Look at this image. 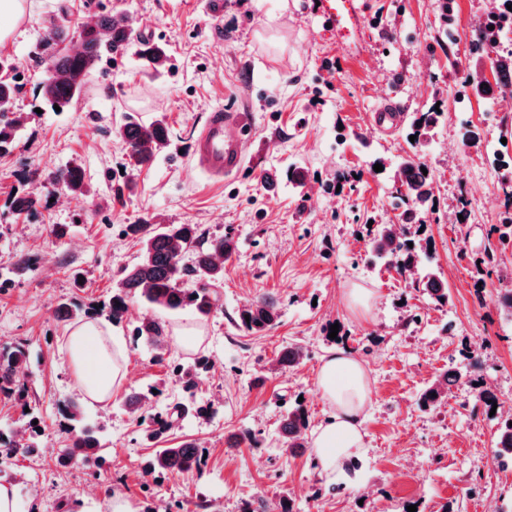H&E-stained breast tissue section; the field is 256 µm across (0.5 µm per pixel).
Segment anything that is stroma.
<instances>
[{
    "mask_svg": "<svg viewBox=\"0 0 512 512\" xmlns=\"http://www.w3.org/2000/svg\"><path fill=\"white\" fill-rule=\"evenodd\" d=\"M313 0H30L19 36L0 45L14 63L15 107L29 119L15 148L0 156V349L29 346L20 377L28 398L0 394V431L9 432L31 407L43 448L0 465L19 512H111L113 495L135 512H271L291 500L293 512H512V469L493 463L499 415L470 385L422 409L423 391L448 367L493 387L512 404V309L500 297L512 289V246L497 227L507 209L503 169L486 151L512 159V112L498 113L466 84L476 56L475 30L487 0H453L444 33L438 0H365L366 10L341 33L329 31ZM127 14L138 38L162 45L168 67L146 68L135 48L103 58L81 95L61 111L43 103L46 70L38 45L55 25L68 28L71 49L101 13ZM385 103L399 106L389 132L370 117ZM441 105L445 117L420 151L433 174L432 200L419 218L432 264L448 301L434 303L394 267L367 258V220L396 224L393 164L412 154L410 121ZM241 116L248 140L241 171L210 177L192 159L195 137L215 107ZM165 116L169 146L153 165L127 169L118 133L124 113ZM83 170L89 193L74 197L53 183L66 167ZM296 165L305 187L288 184ZM483 180L492 207L471 194ZM37 194L35 211L17 214L16 196ZM128 224H198L207 236H231L224 263L221 309L165 312L136 298L117 326L126 341L127 379L106 405H84L100 426L102 463L59 460L67 444L60 402L79 394L62 347L68 322L59 304L108 319L119 273L138 260ZM65 227L57 238V227ZM494 249L496 270L476 288L478 263ZM29 270H15L18 261ZM373 295L372 317L347 305L350 289ZM267 298L280 318L252 334L236 324L238 309ZM166 327L201 328V343L168 342L165 356L133 334L143 319ZM301 345L295 366H277L279 352ZM348 347L365 364L371 402L367 448L358 480L329 482L312 446L287 448L279 434L286 409L303 405L310 428L330 411L317 385L323 357ZM209 356L214 367L186 393L173 362ZM156 389L144 414L178 402L205 407L158 439L147 440L124 405L125 394ZM240 445L228 449L227 444ZM192 440L205 451L189 475H145L161 448Z\"/></svg>",
    "mask_w": 512,
    "mask_h": 512,
    "instance_id": "stroma-1",
    "label": "stroma"
}]
</instances>
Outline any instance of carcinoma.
<instances>
[{
    "label": "carcinoma",
    "instance_id": "cac0c4a2",
    "mask_svg": "<svg viewBox=\"0 0 512 512\" xmlns=\"http://www.w3.org/2000/svg\"><path fill=\"white\" fill-rule=\"evenodd\" d=\"M512 24L507 20L494 23L479 31V39L490 49L499 45L498 33ZM81 49L77 51H52L48 55V75L41 83L45 101L60 108L68 106L78 97L103 57L125 49L134 41L133 29L128 18L122 13L107 12L95 25H87L80 32ZM137 54L158 71L169 64L164 47L145 41L138 42ZM15 87L0 79V156L11 151L17 131L23 126L22 115L12 111ZM443 113L430 108L416 113L413 119L414 146H420L434 135ZM119 134L129 148L130 165L137 169L153 163L158 152L168 146L170 130L163 117L149 124L141 121L135 113H126L119 126ZM425 163L418 154L409 155L399 162L396 169L399 188L397 193L405 206L404 222L415 220L417 209L424 207L431 198V177L421 171ZM59 181L72 195L86 193L84 176L78 166H71L60 174ZM125 233L138 238L141 245L140 258L133 266L124 269L118 277L110 298L112 317H119L130 298H141L156 308L179 311L192 307L203 316H208L218 305L220 295L217 288L224 282V259L231 256L234 242L230 237L209 238L198 224H129ZM191 252L190 259L184 253ZM370 256L378 261L397 260L402 272L419 275L417 285L426 291L429 298L437 303L448 299L440 275L426 268L428 252H418L408 246V239L399 233L394 225H380L371 238ZM238 318L247 331L257 334L269 330L279 319L274 303L266 299L250 301L243 305ZM134 334L157 350H164L167 340L165 324L154 318H146L134 329ZM29 359L28 349L16 345L0 351V391L14 393L19 399L26 397V387L17 379V373ZM211 369L208 359L201 357L190 365L177 364L173 372L187 390L198 385L200 376ZM463 374L455 369L445 372L441 379L433 382L421 394V404L429 408L439 402L443 392L459 385ZM62 411L72 421L69 429V443L60 449L64 462L81 461L97 463L100 441L96 427L84 423L82 407L74 400H66ZM173 415L153 416L147 422L148 436L155 437L169 430ZM512 416L503 420L499 428L498 446L503 453L512 454ZM308 426L305 409L297 405L282 415L280 432L286 447L299 448L298 443ZM38 434L30 433L28 438L8 437L0 433V459H10L18 454L31 455L38 448ZM203 451L197 444L185 441L176 448H161L144 467V473L180 472L190 473L199 468Z\"/></svg>",
    "mask_w": 512,
    "mask_h": 512
}]
</instances>
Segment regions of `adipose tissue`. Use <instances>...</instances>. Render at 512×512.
Masks as SVG:
<instances>
[{
    "mask_svg": "<svg viewBox=\"0 0 512 512\" xmlns=\"http://www.w3.org/2000/svg\"><path fill=\"white\" fill-rule=\"evenodd\" d=\"M63 353L87 401L107 404L122 388L125 344L110 324L96 319L70 327ZM318 385L330 415L314 431L313 446L321 474L336 481L346 477L349 461L366 446L363 422L370 382L364 363L348 348L337 347L323 358Z\"/></svg>",
    "mask_w": 512,
    "mask_h": 512,
    "instance_id": "adipose-tissue-1",
    "label": "adipose tissue"
}]
</instances>
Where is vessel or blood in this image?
I'll return each mask as SVG.
<instances>
[{
  "label": "vessel or blood",
  "instance_id": "vessel-or-blood-1",
  "mask_svg": "<svg viewBox=\"0 0 512 512\" xmlns=\"http://www.w3.org/2000/svg\"><path fill=\"white\" fill-rule=\"evenodd\" d=\"M362 8L361 0H319L316 12L325 23L341 31ZM227 124L223 108H214L192 148L198 167L219 178L233 175L244 161L246 140L242 134L228 132Z\"/></svg>",
  "mask_w": 512,
  "mask_h": 512
}]
</instances>
